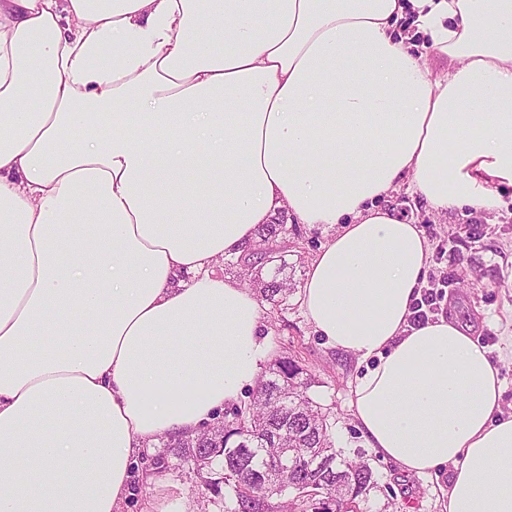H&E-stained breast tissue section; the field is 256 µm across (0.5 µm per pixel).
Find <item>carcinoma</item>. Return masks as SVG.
<instances>
[{"mask_svg": "<svg viewBox=\"0 0 512 512\" xmlns=\"http://www.w3.org/2000/svg\"><path fill=\"white\" fill-rule=\"evenodd\" d=\"M287 234L284 224L259 225L257 246L233 262L243 270L274 264L271 279L255 280L260 296L273 303L290 293L278 280L286 261L273 248ZM309 385L295 361L280 360L259 381L249 407L232 409L220 426L178 443L197 474H207V490L224 499V512H275L270 499L285 491L292 494L288 512H309L318 496L333 501V512H358L376 487L369 464L336 450L328 415L308 395Z\"/></svg>", "mask_w": 512, "mask_h": 512, "instance_id": "cac0c4a2", "label": "carcinoma"}]
</instances>
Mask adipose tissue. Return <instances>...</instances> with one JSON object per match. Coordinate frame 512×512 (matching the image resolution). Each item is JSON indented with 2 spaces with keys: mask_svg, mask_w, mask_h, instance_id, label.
Here are the masks:
<instances>
[{
  "mask_svg": "<svg viewBox=\"0 0 512 512\" xmlns=\"http://www.w3.org/2000/svg\"><path fill=\"white\" fill-rule=\"evenodd\" d=\"M454 60L431 77L416 41ZM512 187V0H0V512H124L142 449L239 405L270 344L215 267L280 215L334 233L315 332L367 367L369 447L512 512L498 368L415 328L429 247L381 206Z\"/></svg>",
  "mask_w": 512,
  "mask_h": 512,
  "instance_id": "1",
  "label": "adipose tissue"
}]
</instances>
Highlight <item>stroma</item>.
<instances>
[{
  "mask_svg": "<svg viewBox=\"0 0 512 512\" xmlns=\"http://www.w3.org/2000/svg\"><path fill=\"white\" fill-rule=\"evenodd\" d=\"M383 204L423 230L430 248L428 275L443 274L450 282L447 319L486 347L504 382L498 415L511 417L512 191L490 213L469 208L439 213L404 188L390 192ZM331 234L327 227L301 224L288 237L284 274L292 292L285 303L263 305L270 358L290 357L307 370L312 378L308 393L327 411L336 448L372 467L378 486L361 502L362 512H442L449 470L412 474L368 448L350 406L353 380L364 366L357 356L328 346L304 316L297 290L309 260ZM159 457L165 460L171 493L187 499L191 512H224L223 500L206 489L163 437L143 451L141 460L150 467Z\"/></svg>",
  "mask_w": 512,
  "mask_h": 512,
  "instance_id": "stroma-1",
  "label": "stroma"
}]
</instances>
